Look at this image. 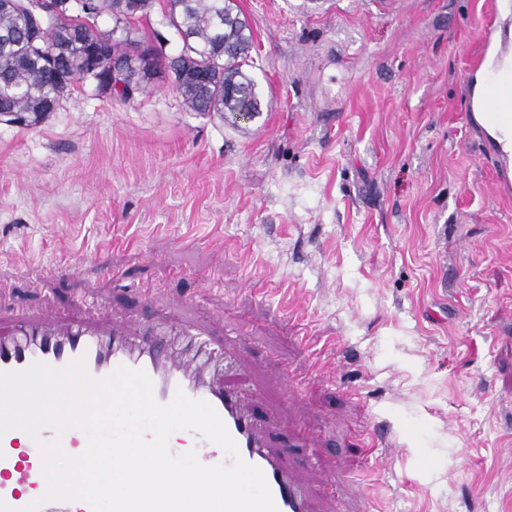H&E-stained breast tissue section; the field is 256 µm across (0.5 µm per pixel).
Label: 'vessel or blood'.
<instances>
[{
	"mask_svg": "<svg viewBox=\"0 0 512 512\" xmlns=\"http://www.w3.org/2000/svg\"><path fill=\"white\" fill-rule=\"evenodd\" d=\"M480 63L486 85L473 118L491 140L498 190L512 194V39L506 37L487 46ZM12 333L13 341L0 340V371L21 370L35 361L60 367L81 357L95 378L105 377L120 366L145 370L160 403H169L179 390L191 399L209 403L222 418L242 458L263 471L278 512H309L310 493L298 483L282 455L268 450L260 413L245 408L235 388L202 385L186 368L165 362L160 337L144 335L141 348L133 351L119 334H101L84 322L70 325L60 337L45 333L38 321L21 322ZM169 447L177 455L194 449L206 465L229 461L220 447L193 431L186 432L184 442L173 441ZM45 490L41 456L34 441L20 430L1 435L0 502L12 512H21Z\"/></svg>",
	"mask_w": 512,
	"mask_h": 512,
	"instance_id": "1",
	"label": "vessel or blood"
}]
</instances>
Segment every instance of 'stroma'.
Segmentation results:
<instances>
[{
	"mask_svg": "<svg viewBox=\"0 0 512 512\" xmlns=\"http://www.w3.org/2000/svg\"><path fill=\"white\" fill-rule=\"evenodd\" d=\"M236 4L255 117L189 111L158 75L0 122V323L223 343L265 434L300 432L311 512H512V197L468 120L493 0ZM296 312L330 345L293 395ZM378 432L381 463L356 445Z\"/></svg>",
	"mask_w": 512,
	"mask_h": 512,
	"instance_id": "stroma-1",
	"label": "stroma"
}]
</instances>
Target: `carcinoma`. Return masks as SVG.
<instances>
[{"label": "carcinoma", "instance_id": "cac0c4a2", "mask_svg": "<svg viewBox=\"0 0 512 512\" xmlns=\"http://www.w3.org/2000/svg\"><path fill=\"white\" fill-rule=\"evenodd\" d=\"M79 2L74 0L70 12L59 10L58 0H7L0 7V113L46 112L83 78L84 47L74 44L53 56L47 44L35 41L41 30H53L64 41L79 30L85 39L107 47L104 69H125L123 86L112 87L123 100L131 99L130 86L141 85L164 67L193 112L261 111L257 83L250 74L253 36L233 0H167L166 20L182 42L179 55L167 61L130 27L134 20L149 18L155 0H93L87 15ZM103 16L123 25V38L117 41L96 30Z\"/></svg>", "mask_w": 512, "mask_h": 512}]
</instances>
